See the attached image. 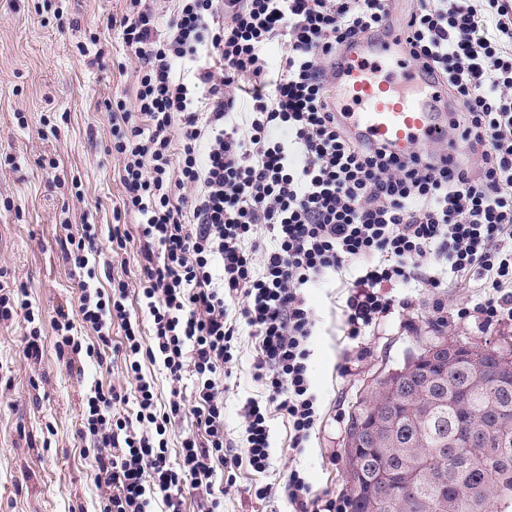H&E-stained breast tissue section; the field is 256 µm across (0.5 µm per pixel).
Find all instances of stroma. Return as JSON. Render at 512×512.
I'll list each match as a JSON object with an SVG mask.
<instances>
[{"label":"stroma","mask_w":512,"mask_h":512,"mask_svg":"<svg viewBox=\"0 0 512 512\" xmlns=\"http://www.w3.org/2000/svg\"><path fill=\"white\" fill-rule=\"evenodd\" d=\"M124 0H0V284L23 289L42 314L43 355L23 354L26 324H0V512H70L83 505L99 512L89 439L78 429L87 394L94 386L123 387L121 415L137 412L136 381L112 330L107 368L85 361L67 368L56 350L51 320L59 305L76 304L80 285L63 262L58 240L93 225L99 254L87 272L96 287L124 279L130 294L141 287L140 218L123 216L129 241L113 252L108 238L113 212L125 189L112 144L110 103L134 108L138 63L123 43L117 23ZM54 166H39L40 158ZM355 270L307 291L317 326L308 348L310 387L320 419L304 450L292 448L288 417L267 406L272 464L254 472L243 461V405L264 400L255 375L259 340L239 324L232 341L235 363L224 380V439L240 461L224 488L223 512H290L284 485L298 471L314 496L345 499L349 462L347 428L356 401L382 370L402 366L409 353L433 337L512 348V322L485 330L473 308L476 291L460 282L442 292L399 283L394 299L407 308L349 336L343 309ZM348 372H341L342 364ZM266 497H256L258 488Z\"/></svg>","instance_id":"1"}]
</instances>
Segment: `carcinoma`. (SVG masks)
I'll use <instances>...</instances> for the list:
<instances>
[{"instance_id": "obj_1", "label": "carcinoma", "mask_w": 512, "mask_h": 512, "mask_svg": "<svg viewBox=\"0 0 512 512\" xmlns=\"http://www.w3.org/2000/svg\"><path fill=\"white\" fill-rule=\"evenodd\" d=\"M419 408L410 413L398 399L379 391L360 401L350 417L347 438L359 418L386 413L387 434L363 440L364 451L349 457L351 512H512V382L499 386L476 375L470 364L439 360L419 379ZM390 470L404 492L379 483Z\"/></svg>"}]
</instances>
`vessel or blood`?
Returning <instances> with one entry per match:
<instances>
[{"label": "vessel or blood", "mask_w": 512, "mask_h": 512, "mask_svg": "<svg viewBox=\"0 0 512 512\" xmlns=\"http://www.w3.org/2000/svg\"><path fill=\"white\" fill-rule=\"evenodd\" d=\"M403 40L395 29L382 39L357 41L342 53L331 87L332 96L349 104L340 114L345 127L397 154L445 143L451 118L447 88L400 58Z\"/></svg>", "instance_id": "obj_1"}]
</instances>
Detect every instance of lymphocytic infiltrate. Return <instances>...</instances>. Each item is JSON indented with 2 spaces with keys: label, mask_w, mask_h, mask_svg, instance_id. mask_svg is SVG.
Instances as JSON below:
<instances>
[{
  "label": "lymphocytic infiltrate",
  "mask_w": 512,
  "mask_h": 512,
  "mask_svg": "<svg viewBox=\"0 0 512 512\" xmlns=\"http://www.w3.org/2000/svg\"><path fill=\"white\" fill-rule=\"evenodd\" d=\"M389 0H179L166 29L144 0H126L119 25L138 66L134 108L112 113L113 156L123 209L141 218L140 308L150 318L143 346L127 306L128 286L82 283L74 308L52 324L60 357H94L75 336L92 329L102 346L124 331L131 371L161 360L173 387L158 413L152 383L139 379L135 418H114L126 397L95 389L80 433L102 512H221L216 467L224 461V368L236 327L227 300L260 343L256 376L288 416L302 448L317 422L307 344L316 328L305 290L346 265L361 273L348 289L350 336L387 316L396 283L443 288L460 277L487 292L474 307L481 324L512 322V0H416L404 50L448 89V144L400 157L340 126L327 87L340 50L389 29ZM495 37H480L483 28ZM286 52L271 64L266 47ZM209 45L215 64L196 66L194 83L175 66ZM247 94L244 122L236 97ZM23 318V353L42 356L32 304L0 290V322ZM196 380L197 432L182 441L178 466L167 434L185 409L180 383ZM265 402L243 408L250 467L271 466Z\"/></svg>",
  "instance_id": "obj_1"
}]
</instances>
